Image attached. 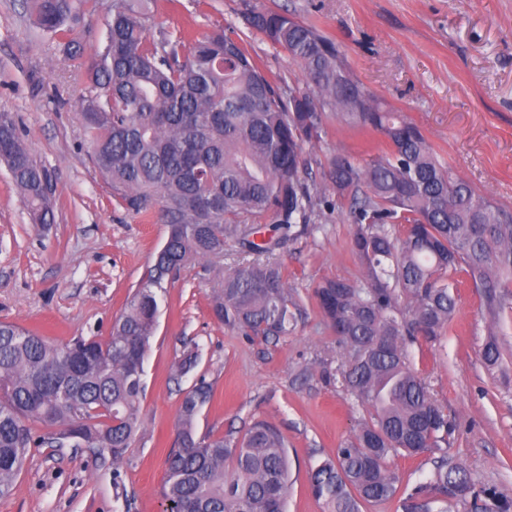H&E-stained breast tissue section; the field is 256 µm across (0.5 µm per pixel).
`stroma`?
I'll return each instance as SVG.
<instances>
[{"label": "stroma", "mask_w": 512, "mask_h": 512, "mask_svg": "<svg viewBox=\"0 0 512 512\" xmlns=\"http://www.w3.org/2000/svg\"><path fill=\"white\" fill-rule=\"evenodd\" d=\"M256 9L288 11L330 36L352 78L404 112L443 166L512 210V0H181L174 11L160 5L154 23L198 36L234 27L268 76L305 89L300 65L250 29L247 17ZM84 91L57 44L29 28L21 0H0V112L14 116L48 170L56 212L48 229L32 224L0 166V321L54 341L109 336L166 236L164 225L119 207L94 168L76 108ZM384 148L381 136L331 111L305 147L307 181L329 203L311 215L310 234L272 255L305 307L292 335L247 337L213 317L217 270L243 262L238 246L226 247L218 262L182 269L161 306L143 376L142 425L126 458L115 465L69 446L31 448L0 512H164V461L175 446L181 392L199 376L212 386L199 432L238 438L256 421L275 425L291 461L288 512H323L308 471L334 456L365 416L322 378L342 353L313 289L325 278L361 276L349 203L337 199L330 170L337 154L362 162ZM457 301L446 335L412 346V365L456 425L449 460L477 484L512 494V325L499 338V366L487 367L489 318L479 292L463 284ZM190 351L198 352V364L178 377L176 364Z\"/></svg>", "instance_id": "obj_1"}]
</instances>
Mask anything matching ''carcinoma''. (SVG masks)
I'll return each instance as SVG.
<instances>
[{
    "mask_svg": "<svg viewBox=\"0 0 512 512\" xmlns=\"http://www.w3.org/2000/svg\"><path fill=\"white\" fill-rule=\"evenodd\" d=\"M98 0H23L30 25L57 43L86 84L84 135L99 172L127 210L166 225V239L105 339L54 343L0 322V499L13 495L29 449L77 432L76 446L122 462L141 428L142 378L172 277L193 261L224 256L233 242L257 256L224 272L213 289L216 320L247 335H291L303 310L282 267L260 256L293 229L309 231L312 196L304 146L330 109L374 131L387 149L365 164L338 154L330 179L349 199L351 246L362 278H325L313 297L344 361L323 377L340 385L367 418L336 455L311 467L324 512H359V502L396 495L386 466L400 451L434 455L429 481L404 512H512V495L474 482L448 461L452 422L412 368L409 348L436 342L457 309L459 279L481 290L498 335L512 321V212L438 161L407 116L383 108L350 77L336 43L286 12L254 11L250 26L298 62L306 89L277 83L230 28L198 37L152 30L158 0H112L101 50L86 58L71 38ZM0 162L32 222H55L47 170L0 113ZM272 225L274 234L265 233ZM212 388L182 391L177 447L166 457L163 497L171 512H286L288 443L255 422L237 440L199 435ZM49 430L44 437L36 428Z\"/></svg>",
    "mask_w": 512,
    "mask_h": 512,
    "instance_id": "1",
    "label": "carcinoma"
}]
</instances>
